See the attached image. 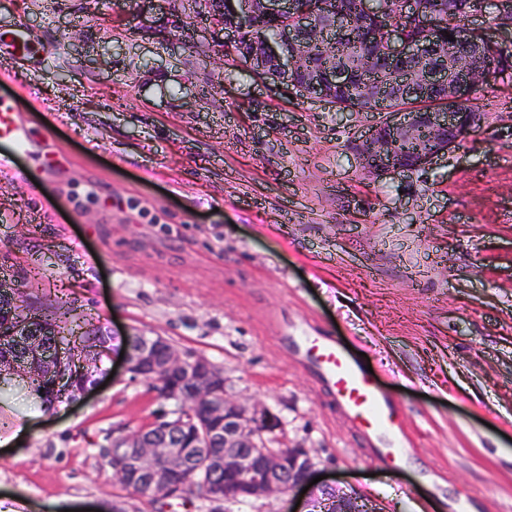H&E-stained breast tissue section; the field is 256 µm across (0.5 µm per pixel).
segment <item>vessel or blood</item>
Returning <instances> with one entry per match:
<instances>
[{
  "label": "vessel or blood",
  "mask_w": 512,
  "mask_h": 512,
  "mask_svg": "<svg viewBox=\"0 0 512 512\" xmlns=\"http://www.w3.org/2000/svg\"><path fill=\"white\" fill-rule=\"evenodd\" d=\"M37 49L23 24L0 37V62L34 58ZM33 155L41 162L42 178H55L62 164L45 141L35 137L28 122L12 105L0 100V172L14 174L17 153ZM304 363L311 366L341 414L363 433L369 445L394 447L407 437L398 424V409L389 395L381 393L363 367L330 336L303 339Z\"/></svg>",
  "instance_id": "vessel-or-blood-1"
}]
</instances>
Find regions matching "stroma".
I'll use <instances>...</instances> for the list:
<instances>
[{
    "label": "stroma",
    "mask_w": 512,
    "mask_h": 512,
    "mask_svg": "<svg viewBox=\"0 0 512 512\" xmlns=\"http://www.w3.org/2000/svg\"><path fill=\"white\" fill-rule=\"evenodd\" d=\"M37 58L0 76L64 173H0V276L101 328L114 376L46 406L0 386V498L19 512H152L100 455L172 409L125 373L145 330L223 367L225 391L276 416L323 486L381 512H512V78L471 132L409 172L356 146L376 112L289 97L222 56L185 0H0ZM288 323L280 334L276 320ZM332 336L371 365L415 444L370 450L298 364Z\"/></svg>",
    "instance_id": "1"
}]
</instances>
